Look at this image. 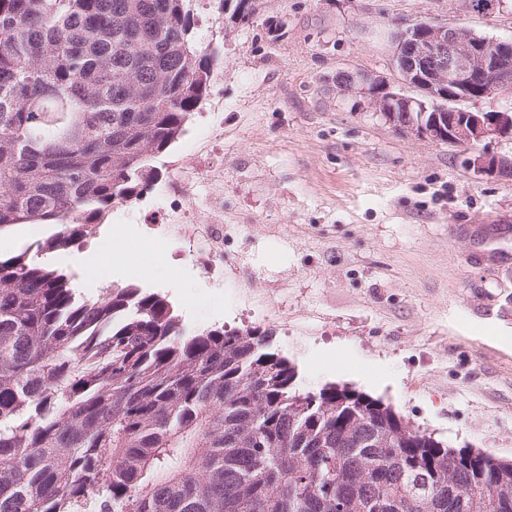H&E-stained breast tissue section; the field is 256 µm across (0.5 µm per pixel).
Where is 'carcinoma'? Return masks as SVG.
<instances>
[{
	"label": "carcinoma",
	"mask_w": 512,
	"mask_h": 512,
	"mask_svg": "<svg viewBox=\"0 0 512 512\" xmlns=\"http://www.w3.org/2000/svg\"><path fill=\"white\" fill-rule=\"evenodd\" d=\"M199 2L0 0V231L67 250L158 179L224 46ZM297 379L269 330L0 257V512H512V463Z\"/></svg>",
	"instance_id": "carcinoma-1"
}]
</instances>
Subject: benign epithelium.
Returning <instances> with one entry per match:
<instances>
[{
  "label": "benign epithelium",
  "mask_w": 512,
  "mask_h": 512,
  "mask_svg": "<svg viewBox=\"0 0 512 512\" xmlns=\"http://www.w3.org/2000/svg\"><path fill=\"white\" fill-rule=\"evenodd\" d=\"M394 66L401 82L421 97L394 92L382 78L358 81L345 73L336 77V87L369 96L371 108L395 127L470 148L467 163L478 174L512 178V160L477 149L488 139L512 137V111L473 112L458 107L500 88H512V40H488L447 24H419L401 33ZM400 112L418 116L402 125L397 121Z\"/></svg>",
  "instance_id": "benign-epithelium-1"
}]
</instances>
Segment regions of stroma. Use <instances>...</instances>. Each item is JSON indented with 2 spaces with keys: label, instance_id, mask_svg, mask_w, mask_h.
Here are the masks:
<instances>
[{
  "label": "stroma",
  "instance_id": "1",
  "mask_svg": "<svg viewBox=\"0 0 512 512\" xmlns=\"http://www.w3.org/2000/svg\"><path fill=\"white\" fill-rule=\"evenodd\" d=\"M261 2L237 23L204 5L198 37L225 33L223 59L185 134L152 159L158 180L83 245L36 262L95 300L112 270L150 260L151 291L192 301L178 311L186 333L273 330L302 390L345 386L451 446L512 458V181L336 88L348 72L413 95L395 30L448 23L507 41L512 0L483 13L471 0ZM190 154L224 178L180 195ZM213 202L231 235L221 256L189 255L180 212ZM113 224L118 250L100 240Z\"/></svg>",
  "mask_w": 512,
  "mask_h": 512
}]
</instances>
